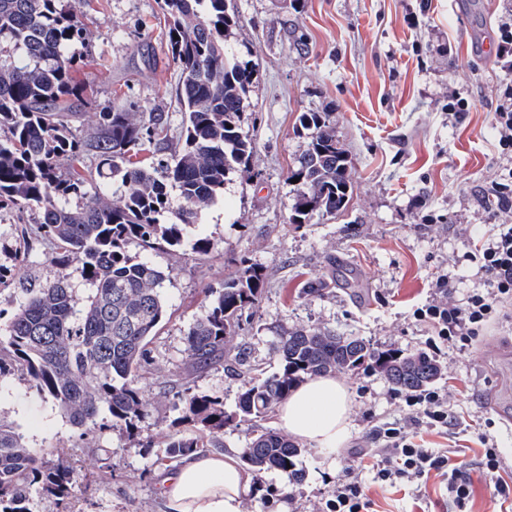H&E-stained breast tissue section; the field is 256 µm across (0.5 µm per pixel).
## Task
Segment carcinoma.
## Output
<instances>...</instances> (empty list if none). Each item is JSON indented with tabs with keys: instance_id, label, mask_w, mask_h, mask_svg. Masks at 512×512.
<instances>
[{
	"instance_id": "obj_1",
	"label": "carcinoma",
	"mask_w": 512,
	"mask_h": 512,
	"mask_svg": "<svg viewBox=\"0 0 512 512\" xmlns=\"http://www.w3.org/2000/svg\"><path fill=\"white\" fill-rule=\"evenodd\" d=\"M85 0H0V212L18 219V237L40 235L54 245L52 280L21 289L12 315L0 318V376L21 374L38 396L54 402L68 421L93 428L106 419L129 436L139 432L149 402L140 371L165 318L163 272L129 245L163 241L180 248L186 230L224 194L230 174L247 166L255 143L242 127L253 69L229 56L224 40L235 25L229 0H161L168 17V51L180 73L177 97L184 115L181 146L166 159L145 154L167 140L164 112L95 113L86 139L72 131L81 96L71 72L89 37L79 4ZM309 141L289 179H298L293 224L334 216L352 193L350 160L328 116L303 112ZM95 153L92 167L86 156ZM91 186L93 191L86 190ZM180 205L170 207V191ZM329 273L302 289L322 297L348 275L328 261ZM90 285L82 300L71 267ZM266 275L245 261L216 290L208 312L186 332V376L224 360V349L254 315ZM278 368L244 381L235 409L219 396L185 388L182 414L165 441L167 459L216 443L224 430L261 421L294 388L325 374L375 370L400 392L426 389L442 365L425 353L382 350L355 336L308 326L283 335L274 348ZM303 448L287 434L256 430L242 461L256 474L277 471L286 485L304 480ZM70 466L46 464L22 435L0 423V512H32L31 491L67 502L75 493Z\"/></svg>"
}]
</instances>
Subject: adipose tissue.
Here are the masks:
<instances>
[{
  "label": "adipose tissue",
  "mask_w": 512,
  "mask_h": 512,
  "mask_svg": "<svg viewBox=\"0 0 512 512\" xmlns=\"http://www.w3.org/2000/svg\"><path fill=\"white\" fill-rule=\"evenodd\" d=\"M351 392L335 376L299 385L277 410L280 425L294 439L322 451L350 436ZM166 512H242L253 475L236 455L196 453L160 479Z\"/></svg>",
  "instance_id": "ef3b65f1"
}]
</instances>
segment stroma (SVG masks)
I'll return each mask as SVG.
<instances>
[{"label":"stroma","instance_id":"stroma-1","mask_svg":"<svg viewBox=\"0 0 512 512\" xmlns=\"http://www.w3.org/2000/svg\"><path fill=\"white\" fill-rule=\"evenodd\" d=\"M236 25L228 52L254 70L244 126L255 142L247 169L230 174L224 195L206 208L191 235L210 242L205 255L165 244L147 256L165 274L167 314L151 346L152 364L141 385L152 406L138 438L104 426L82 432L58 407L31 391L14 374L0 377V419L15 427L26 444L44 449L55 462L65 454L77 488L67 507L36 493L33 512H165L157 475L165 454L162 434L180 416L173 395L182 381L220 396L234 409L243 383L221 362L193 376L185 374V333L202 317L212 293L232 276L237 260L262 266L267 286L253 320L230 344L245 353L255 372L270 374L273 348L283 331L317 325L360 336L373 346L407 353L424 351L433 329L415 316L430 302L437 277L452 276V299L463 304L483 278L464 254L485 237L494 214L486 192L492 180L512 171L492 116L500 90L512 86V70L494 52L498 27L512 14V0H232ZM90 32L87 56L73 71L83 101L73 128L80 137L94 131L104 104L122 112H164L168 138L177 142L181 112L176 99L179 71L167 50V22L160 0H87ZM468 103L461 119L448 113V94ZM304 112L328 113L340 147L351 161L353 193L336 215L291 223L294 185L288 179L303 153ZM17 237L12 214H0V264L10 267L0 285V310L12 312L26 284L54 275L46 239H27L23 265L13 263ZM352 269L366 293L359 304L345 289L307 299L304 284L322 276L328 258ZM512 300L489 326L476 349L447 352L437 388L446 391L459 415L453 432L412 424L403 393L379 373L347 374L352 395V435L336 451L305 449L299 459L306 478L284 491L285 479L268 472L244 512H322L328 481L354 466L375 512H450L441 477L432 475L422 494L406 485L373 483L370 467L376 429L411 424L415 443L448 451L473 484L471 512H512L479 475L486 430L512 461V421L488 405L496 390L512 402ZM365 449L354 459L351 449Z\"/></svg>","mask_w":512,"mask_h":512}]
</instances>
